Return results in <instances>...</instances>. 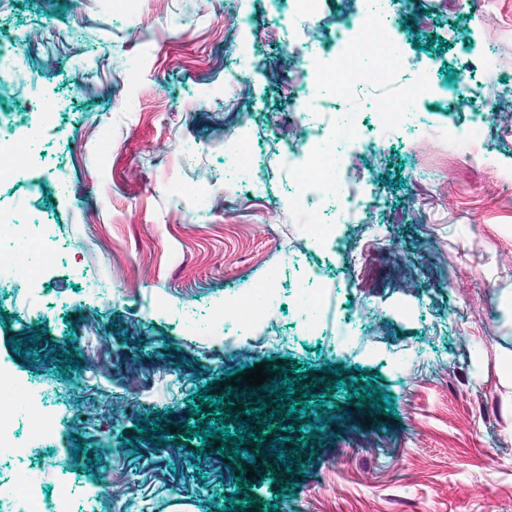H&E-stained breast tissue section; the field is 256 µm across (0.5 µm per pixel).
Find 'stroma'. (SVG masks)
Returning <instances> with one entry per match:
<instances>
[{
    "label": "stroma",
    "instance_id": "35a3bbf8",
    "mask_svg": "<svg viewBox=\"0 0 512 512\" xmlns=\"http://www.w3.org/2000/svg\"><path fill=\"white\" fill-rule=\"evenodd\" d=\"M389 43L402 64L391 82L368 84L350 97L324 87L308 101L318 112L353 122L336 154L372 188L354 224H337L336 203L313 193L308 209L289 213L294 186L271 147L293 143L294 108L282 87L304 89L307 73L286 37L260 38L278 15L266 0H132L125 11L106 0H0V45L31 32L41 44L19 56L30 88L0 99V122L22 127L44 101L57 122L37 147L43 165L0 178V206L54 225L60 261L43 286L52 303L27 309L19 275L0 276V360L18 376L38 377L58 415L52 443L33 459L0 462V480L34 466L70 485L93 512H223L236 490L213 442L188 439L187 427L213 418L189 411L197 390L216 395L232 369L305 366L317 392L328 393L329 420L299 414L280 438L304 466L253 464L263 484L247 492L245 512H512V392L501 383L512 354V115L498 116L465 149L448 140L450 126L469 127L474 101L460 76L499 59V79L512 81V8L493 0H397ZM244 20L217 35L225 11ZM249 89L238 96L225 82ZM403 128H381L387 105L410 95ZM411 96V95H410ZM252 113L251 149L266 175L262 190L238 178L225 160L220 133L235 137L238 115ZM377 140L370 156L362 139ZM501 192L487 201L486 180ZM80 184L73 199L64 186ZM222 194L223 208L201 209L199 184ZM310 224L357 233L361 254L308 238ZM294 240L292 253L282 244ZM412 265L415 287L397 280L394 255ZM285 307L276 344L246 359L228 357L211 333L213 317L232 321L233 295L251 294L272 271ZM102 276L112 292L103 307L82 291ZM323 291L319 335L300 327L293 288ZM361 324L355 340L335 351L346 309ZM80 369L61 376L60 362ZM342 375L327 373V366ZM343 382L327 391V383ZM372 384L392 395L383 413L369 405L346 411L347 387ZM177 427L161 441L157 419ZM146 423L142 434L136 424ZM316 433L322 453L296 446ZM111 453H101L103 442ZM206 448L207 458L195 455ZM132 482L135 498H115Z\"/></svg>",
    "mask_w": 512,
    "mask_h": 512
}]
</instances>
